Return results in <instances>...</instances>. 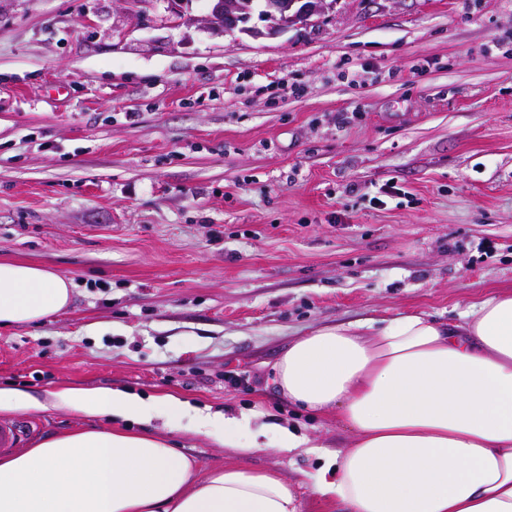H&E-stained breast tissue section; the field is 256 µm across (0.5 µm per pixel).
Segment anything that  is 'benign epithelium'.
Returning a JSON list of instances; mask_svg holds the SVG:
<instances>
[{"mask_svg":"<svg viewBox=\"0 0 512 512\" xmlns=\"http://www.w3.org/2000/svg\"><path fill=\"white\" fill-rule=\"evenodd\" d=\"M328 0H265L262 18L265 29L246 27L252 17V0H211L205 21L220 33L235 28L254 37L279 35L292 28L307 26L311 19L324 13Z\"/></svg>","mask_w":512,"mask_h":512,"instance_id":"7a95c632","label":"benign epithelium"}]
</instances>
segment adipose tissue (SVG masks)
<instances>
[{"instance_id": "1", "label": "adipose tissue", "mask_w": 512, "mask_h": 512, "mask_svg": "<svg viewBox=\"0 0 512 512\" xmlns=\"http://www.w3.org/2000/svg\"><path fill=\"white\" fill-rule=\"evenodd\" d=\"M72 281L0 261V325H33L67 308ZM289 403L335 413L354 440L317 472L315 491L346 512H512V295L491 294L460 322L425 313L339 324L298 338L274 365ZM63 406L103 429H76L0 457V512H300L275 470L228 465L199 474L167 439L138 432L162 415L225 446L301 447L294 432L253 426L179 396L148 399L66 385L41 402L0 387V412Z\"/></svg>"}]
</instances>
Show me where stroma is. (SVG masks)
Instances as JSON below:
<instances>
[{
  "label": "stroma",
  "instance_id": "1",
  "mask_svg": "<svg viewBox=\"0 0 512 512\" xmlns=\"http://www.w3.org/2000/svg\"><path fill=\"white\" fill-rule=\"evenodd\" d=\"M209 6L0 0V259L74 284L67 309L0 327V386L262 407L307 447L148 428L345 512L313 477L352 434L291 407L273 367L317 328L454 323L512 292V0H334L258 39L212 31ZM11 418L26 449L97 425Z\"/></svg>",
  "mask_w": 512,
  "mask_h": 512
}]
</instances>
